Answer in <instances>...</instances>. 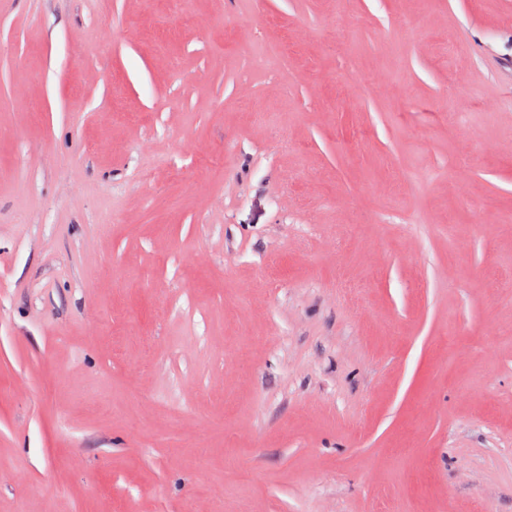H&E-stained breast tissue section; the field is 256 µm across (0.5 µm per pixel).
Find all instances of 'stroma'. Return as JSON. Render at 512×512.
Wrapping results in <instances>:
<instances>
[{
	"label": "stroma",
	"instance_id": "stroma-1",
	"mask_svg": "<svg viewBox=\"0 0 512 512\" xmlns=\"http://www.w3.org/2000/svg\"><path fill=\"white\" fill-rule=\"evenodd\" d=\"M477 504L512 0H0V512Z\"/></svg>",
	"mask_w": 512,
	"mask_h": 512
}]
</instances>
